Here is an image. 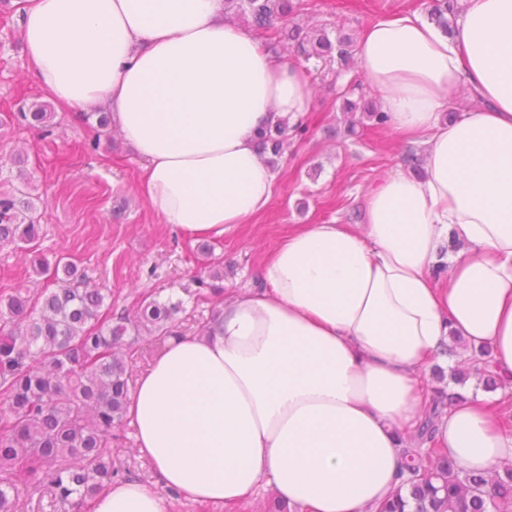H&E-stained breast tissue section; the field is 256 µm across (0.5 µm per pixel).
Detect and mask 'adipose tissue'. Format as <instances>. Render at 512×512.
<instances>
[{"mask_svg": "<svg viewBox=\"0 0 512 512\" xmlns=\"http://www.w3.org/2000/svg\"><path fill=\"white\" fill-rule=\"evenodd\" d=\"M17 3L41 88L78 112L109 105L161 223L220 238L267 206L276 173L255 135L306 118L307 63L225 20L224 0ZM458 3L454 34L414 11L354 49L422 172L371 189L362 223L289 231L213 332L167 338L126 409L155 482L112 484L93 512H167L171 493L238 512L263 488L296 512H374L410 491L401 450L432 403L425 370L485 346L512 379V0ZM456 91L481 105L448 120ZM434 441L463 471L512 461L481 397Z\"/></svg>", "mask_w": 512, "mask_h": 512, "instance_id": "ef3b65f1", "label": "adipose tissue"}]
</instances>
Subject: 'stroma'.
I'll list each match as a JSON object with an SVG mask.
<instances>
[{
    "label": "stroma",
    "instance_id": "35a3bbf8",
    "mask_svg": "<svg viewBox=\"0 0 512 512\" xmlns=\"http://www.w3.org/2000/svg\"><path fill=\"white\" fill-rule=\"evenodd\" d=\"M430 0H301L296 22L358 38L378 18L422 11ZM317 94L304 132L288 137L276 169L277 183L266 209L214 241L224 260V292L231 295L256 287L260 262L289 229L304 224H358L361 200L386 176L402 169L405 151L420 145L401 139L386 126L367 121L357 135L347 133L339 92L355 84L358 92H376L358 70L341 77L324 73L313 79ZM30 71L15 4L0 2V184H17L26 169L33 195L42 197L36 218L41 226L34 250L0 241V297L37 295L45 277L35 273L33 253L48 260L65 257L91 282L112 297V312L136 307L145 295L183 299L184 287L202 266L199 240L165 226L138 191L143 163L119 139L91 149L96 131L79 113L56 109L49 130L17 122L24 103L46 100ZM23 157L17 167L15 157Z\"/></svg>",
    "mask_w": 512,
    "mask_h": 512
}]
</instances>
